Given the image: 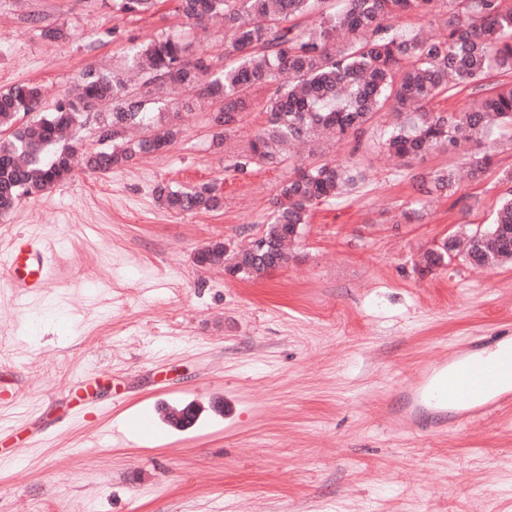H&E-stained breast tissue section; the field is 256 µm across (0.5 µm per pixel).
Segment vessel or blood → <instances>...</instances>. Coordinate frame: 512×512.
Returning <instances> with one entry per match:
<instances>
[{
    "instance_id": "vessel-or-blood-1",
    "label": "vessel or blood",
    "mask_w": 512,
    "mask_h": 512,
    "mask_svg": "<svg viewBox=\"0 0 512 512\" xmlns=\"http://www.w3.org/2000/svg\"><path fill=\"white\" fill-rule=\"evenodd\" d=\"M55 255L32 239H15L0 255L18 288V299L44 288ZM402 406L394 421L406 428L441 429L449 424H470L503 407L512 406V345L493 353L483 341L456 351L450 361L439 362L410 377L400 389Z\"/></svg>"
}]
</instances>
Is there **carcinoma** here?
I'll return each mask as SVG.
<instances>
[{
	"label": "carcinoma",
	"mask_w": 512,
	"mask_h": 512,
	"mask_svg": "<svg viewBox=\"0 0 512 512\" xmlns=\"http://www.w3.org/2000/svg\"><path fill=\"white\" fill-rule=\"evenodd\" d=\"M160 0H112L122 15L139 16ZM324 0H176L175 12L196 25L219 19L224 26L229 63L210 73L204 53L190 54L181 39L160 35L137 45L128 69L147 76L146 83L177 87L187 96L175 102L192 110L200 99L220 103L211 123L212 143L220 146L244 114L263 98L266 123L239 167L274 166L285 161L290 143L325 138L340 143L369 128L381 112L394 116L383 135V152L407 161L430 152L480 142L496 128H512V83L486 89L494 72L512 75V4L509 0H341L327 11ZM446 9L448 34L431 37L423 30L392 31L389 21L403 14H431ZM315 14L309 26L296 19ZM475 95L458 115L431 112L427 105L458 88ZM40 86L17 84L0 91V216L24 198L41 197L72 173L74 132L91 113L98 117L104 148L90 153L85 166L108 173L135 157L174 144L182 129L160 116L148 118V100L132 95L123 70H83L69 95L48 112L36 111ZM108 103L107 112L99 106ZM492 165L488 154L470 164L471 179H481ZM363 178L355 167L335 159L297 167L277 189L275 208L261 244L234 248L222 239L205 245L208 264L230 275L255 279L288 262L313 208L338 198ZM430 196L453 192L457 173L435 169L421 176ZM155 195L172 212H214L224 198L210 184L173 188L161 184ZM458 257L494 267L512 261V193L502 197L491 226L443 238L439 252L424 254L421 271L430 272Z\"/></svg>",
	"instance_id": "carcinoma-1"
}]
</instances>
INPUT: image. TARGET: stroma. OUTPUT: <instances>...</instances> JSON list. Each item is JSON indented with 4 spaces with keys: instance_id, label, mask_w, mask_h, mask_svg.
<instances>
[{
    "instance_id": "obj_1",
    "label": "stroma",
    "mask_w": 512,
    "mask_h": 512,
    "mask_svg": "<svg viewBox=\"0 0 512 512\" xmlns=\"http://www.w3.org/2000/svg\"><path fill=\"white\" fill-rule=\"evenodd\" d=\"M174 6L131 18L111 0H0V91L38 83L48 111L86 67L120 68L161 34L221 72L223 27ZM47 26L67 39L45 41ZM213 111L167 109L183 133L165 151L105 175L75 169L0 217V249L32 236L59 258L22 301L0 269V455L26 442L20 468L0 465V512H512V408L429 434L389 419L414 372L471 336H512V262L417 267L461 226L490 223L512 189V132L407 163L380 153L382 113L341 146L241 171L266 116L254 109L217 148ZM470 152L493 154L484 177L428 201L415 174ZM332 157L365 179L314 208L287 264L240 279L196 263L212 240L259 234L293 166ZM159 183L216 185L224 208L166 211ZM411 208L422 216L408 223ZM88 379L101 397L78 415ZM159 402L195 405L198 425L138 437L130 416Z\"/></svg>"
}]
</instances>
